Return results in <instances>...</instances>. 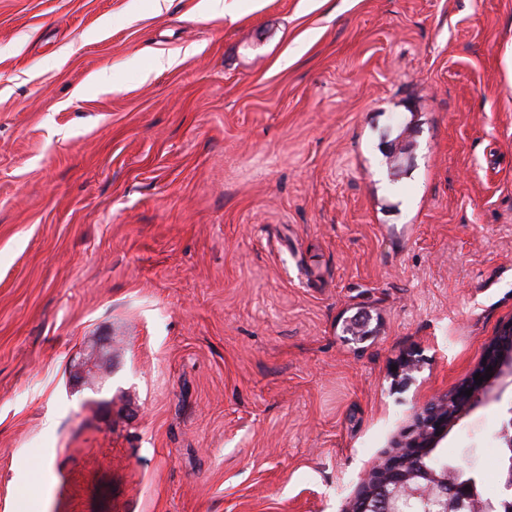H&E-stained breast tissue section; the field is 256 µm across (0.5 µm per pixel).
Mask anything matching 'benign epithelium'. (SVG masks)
<instances>
[{
  "instance_id": "7a95c632",
  "label": "benign epithelium",
  "mask_w": 512,
  "mask_h": 512,
  "mask_svg": "<svg viewBox=\"0 0 512 512\" xmlns=\"http://www.w3.org/2000/svg\"><path fill=\"white\" fill-rule=\"evenodd\" d=\"M483 358L451 396L426 404L395 451L369 472L358 492L361 512H377L380 507L384 512H499L501 508L512 512V457L505 458L496 475L504 494L489 506L475 496L472 482L423 465L465 413L499 399L503 388L512 385V319L502 323ZM490 366L492 377L488 379ZM476 373L483 377L480 385L474 380ZM468 389L470 396L465 395Z\"/></svg>"
}]
</instances>
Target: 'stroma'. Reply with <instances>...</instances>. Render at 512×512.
I'll return each mask as SVG.
<instances>
[{
    "label": "stroma",
    "instance_id": "stroma-1",
    "mask_svg": "<svg viewBox=\"0 0 512 512\" xmlns=\"http://www.w3.org/2000/svg\"><path fill=\"white\" fill-rule=\"evenodd\" d=\"M234 9L0 0V512H346L512 318V0Z\"/></svg>",
    "mask_w": 512,
    "mask_h": 512
}]
</instances>
